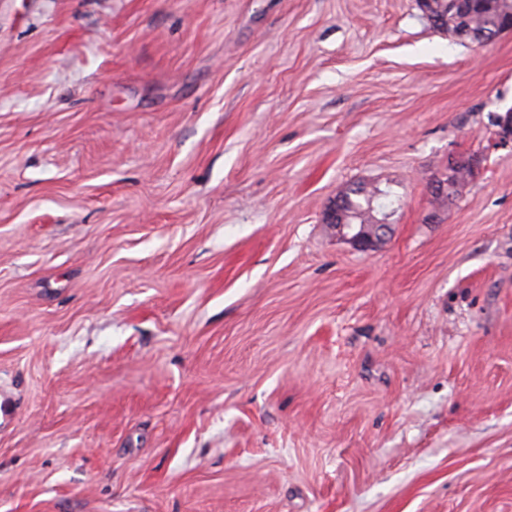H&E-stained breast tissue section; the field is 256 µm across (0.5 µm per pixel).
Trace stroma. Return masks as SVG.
I'll return each mask as SVG.
<instances>
[{"label":"stroma","instance_id":"1","mask_svg":"<svg viewBox=\"0 0 512 512\" xmlns=\"http://www.w3.org/2000/svg\"><path fill=\"white\" fill-rule=\"evenodd\" d=\"M511 108L416 0H0V512H512ZM382 197H387V194L377 188L367 189L361 184L348 187L338 196L343 203L345 224H336V231L358 250L370 251L379 242L373 235L356 232L352 226L375 224L376 214L388 207L379 201Z\"/></svg>","mask_w":512,"mask_h":512}]
</instances>
